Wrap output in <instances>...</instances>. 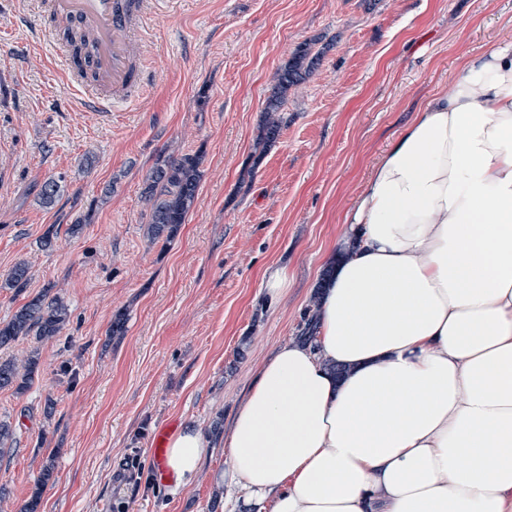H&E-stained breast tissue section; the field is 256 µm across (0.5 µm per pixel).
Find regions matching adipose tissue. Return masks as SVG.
Wrapping results in <instances>:
<instances>
[{"label":"adipose tissue","mask_w":512,"mask_h":512,"mask_svg":"<svg viewBox=\"0 0 512 512\" xmlns=\"http://www.w3.org/2000/svg\"><path fill=\"white\" fill-rule=\"evenodd\" d=\"M316 338L264 361L224 440L256 512H512V43L375 162ZM208 453L171 439L175 489Z\"/></svg>","instance_id":"adipose-tissue-1"}]
</instances>
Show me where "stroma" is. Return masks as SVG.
<instances>
[{
    "instance_id": "obj_1",
    "label": "stroma",
    "mask_w": 512,
    "mask_h": 512,
    "mask_svg": "<svg viewBox=\"0 0 512 512\" xmlns=\"http://www.w3.org/2000/svg\"><path fill=\"white\" fill-rule=\"evenodd\" d=\"M29 2L0 0V275L32 265L23 292L0 289V321L46 288L70 318L54 341L0 348L41 358L24 393L0 390L15 432L0 512L35 491L39 512H230L238 490L215 475L260 365L294 339L389 141L468 57L512 43V0H172L145 25V94L105 123L64 85ZM304 43L320 60L263 144L275 73ZM188 152L202 157L195 202L169 243L152 242L144 179L158 157ZM60 173L64 191L43 206V182ZM271 267L288 274L275 300ZM120 310L126 331L114 336ZM171 421L200 424L211 442L176 494L150 453ZM135 455L130 482L119 471ZM49 462L54 477L38 486Z\"/></svg>"
}]
</instances>
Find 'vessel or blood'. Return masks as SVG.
I'll use <instances>...</instances> for the list:
<instances>
[{"instance_id":"1","label":"vessel or blood","mask_w":512,"mask_h":512,"mask_svg":"<svg viewBox=\"0 0 512 512\" xmlns=\"http://www.w3.org/2000/svg\"><path fill=\"white\" fill-rule=\"evenodd\" d=\"M162 0H34L40 30L55 48L60 72L76 86L87 112H107L113 103L139 99L146 89L142 29ZM168 428L152 444L155 473L168 482Z\"/></svg>"}]
</instances>
